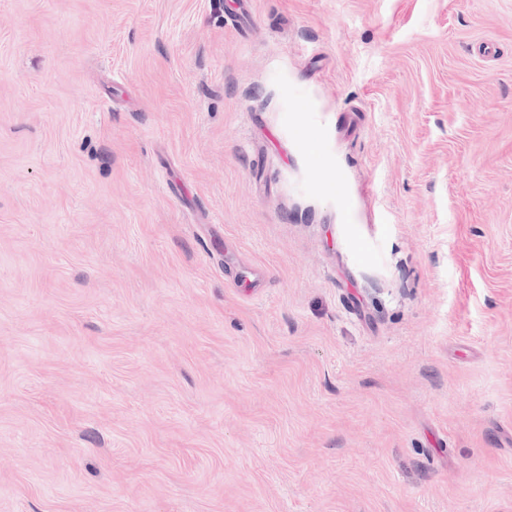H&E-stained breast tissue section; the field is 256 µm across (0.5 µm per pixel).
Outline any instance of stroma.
Wrapping results in <instances>:
<instances>
[{"mask_svg": "<svg viewBox=\"0 0 512 512\" xmlns=\"http://www.w3.org/2000/svg\"><path fill=\"white\" fill-rule=\"evenodd\" d=\"M0 512H512V0H0Z\"/></svg>", "mask_w": 512, "mask_h": 512, "instance_id": "obj_1", "label": "stroma"}]
</instances>
